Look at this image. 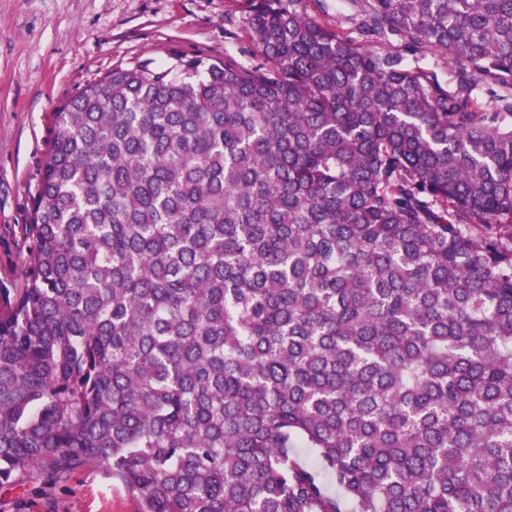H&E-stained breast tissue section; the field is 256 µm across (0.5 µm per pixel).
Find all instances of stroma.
Instances as JSON below:
<instances>
[{"label": "stroma", "mask_w": 512, "mask_h": 512, "mask_svg": "<svg viewBox=\"0 0 512 512\" xmlns=\"http://www.w3.org/2000/svg\"><path fill=\"white\" fill-rule=\"evenodd\" d=\"M245 0H0V294L24 287L26 232L55 113L112 67L197 53L263 65L245 33ZM104 471L26 491L0 486V512H137Z\"/></svg>", "instance_id": "obj_1"}]
</instances>
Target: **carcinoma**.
<instances>
[{"mask_svg": "<svg viewBox=\"0 0 512 512\" xmlns=\"http://www.w3.org/2000/svg\"><path fill=\"white\" fill-rule=\"evenodd\" d=\"M246 4L265 65H118L56 112L0 300V484L512 512V0H362L358 39Z\"/></svg>", "mask_w": 512, "mask_h": 512, "instance_id": "carcinoma-1", "label": "carcinoma"}]
</instances>
